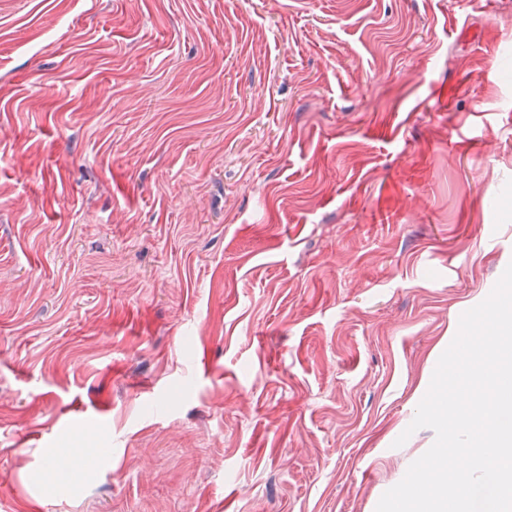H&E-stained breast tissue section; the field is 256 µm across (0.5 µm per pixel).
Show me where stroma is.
<instances>
[{
    "label": "stroma",
    "instance_id": "35a3bbf8",
    "mask_svg": "<svg viewBox=\"0 0 512 512\" xmlns=\"http://www.w3.org/2000/svg\"><path fill=\"white\" fill-rule=\"evenodd\" d=\"M511 263L512 0H0V512H376Z\"/></svg>",
    "mask_w": 512,
    "mask_h": 512
}]
</instances>
